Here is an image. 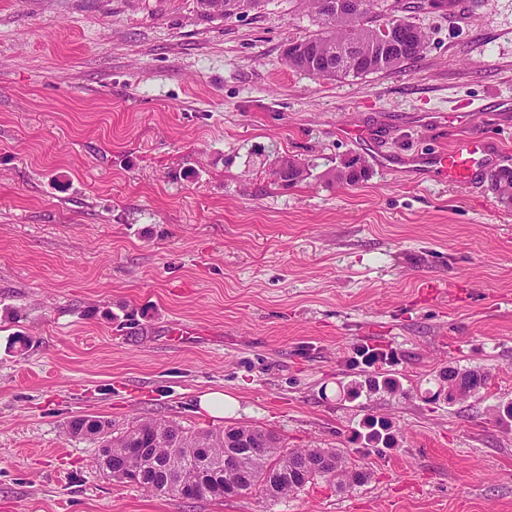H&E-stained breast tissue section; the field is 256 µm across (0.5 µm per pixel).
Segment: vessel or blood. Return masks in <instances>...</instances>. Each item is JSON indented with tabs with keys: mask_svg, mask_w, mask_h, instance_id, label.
Returning a JSON list of instances; mask_svg holds the SVG:
<instances>
[{
	"mask_svg": "<svg viewBox=\"0 0 512 512\" xmlns=\"http://www.w3.org/2000/svg\"><path fill=\"white\" fill-rule=\"evenodd\" d=\"M490 161V142L483 137H471L458 146L430 155L415 157L421 167L432 169L437 177L448 179L449 183H465Z\"/></svg>",
	"mask_w": 512,
	"mask_h": 512,
	"instance_id": "obj_1",
	"label": "vessel or blood"
}]
</instances>
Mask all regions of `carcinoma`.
<instances>
[{"label":"carcinoma","instance_id":"carcinoma-1","mask_svg":"<svg viewBox=\"0 0 512 512\" xmlns=\"http://www.w3.org/2000/svg\"><path fill=\"white\" fill-rule=\"evenodd\" d=\"M229 0H197L201 14L207 18L234 14L227 8ZM325 0H299L300 6L313 16L320 31L298 40L311 48V53L284 50V63L290 68L312 76L354 77L392 71L405 62L419 58L427 48V36L417 26L402 36L399 53L381 55L376 48L379 26L394 18L395 6L385 7V0H356L362 10L353 19L336 20L324 8ZM353 47L360 64L356 68L340 66L331 61L336 51ZM453 377L461 384L485 386L487 378L478 370L457 368ZM68 434L100 437L101 446L96 467L112 473V460L128 458L141 465L143 471H156L140 489L172 497L179 496L183 479H193L194 499H224V481L232 479L224 470V459L238 454V463L252 476V490L269 498L294 494L318 479L334 480L345 488L365 485L370 475L366 468L352 462L337 448H286L279 438L250 426H229L219 431H189L177 424L157 420H141L123 432L112 433L109 423L94 419L70 422ZM153 448V455L144 460L136 450Z\"/></svg>","mask_w":512,"mask_h":512}]
</instances>
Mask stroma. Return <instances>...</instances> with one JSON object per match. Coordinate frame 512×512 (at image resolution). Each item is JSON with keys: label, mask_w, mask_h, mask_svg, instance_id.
<instances>
[{"label": "stroma", "mask_w": 512, "mask_h": 512, "mask_svg": "<svg viewBox=\"0 0 512 512\" xmlns=\"http://www.w3.org/2000/svg\"><path fill=\"white\" fill-rule=\"evenodd\" d=\"M398 2L424 54L327 79L282 59L319 29L296 0H0V512H512V206L408 162L468 136L512 160V0ZM353 157L366 180L325 179ZM451 366L489 378L451 405ZM371 378L394 391L350 397ZM82 417L253 425L370 478L152 495L96 468ZM229 1H235L237 4V9H228L227 5ZM258 2V0H197V3L199 4V7L201 9V14L207 18H213L216 16L224 17L227 15H232L234 14V12H237L238 10L255 6ZM200 408L210 416L220 419L233 414L237 407L235 399L221 391H210L200 395Z\"/></svg>", "instance_id": "obj_1"}]
</instances>
